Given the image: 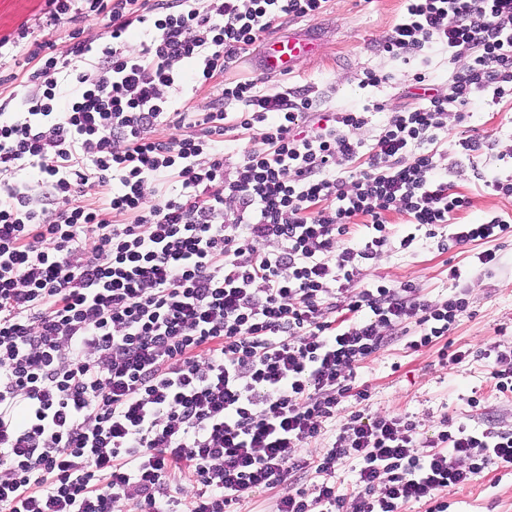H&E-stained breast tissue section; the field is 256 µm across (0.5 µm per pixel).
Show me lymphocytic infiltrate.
<instances>
[{
    "label": "lymphocytic infiltrate",
    "instance_id": "lymphocytic-infiltrate-1",
    "mask_svg": "<svg viewBox=\"0 0 512 512\" xmlns=\"http://www.w3.org/2000/svg\"><path fill=\"white\" fill-rule=\"evenodd\" d=\"M45 2L42 25H109L72 31L65 59L30 41L19 111L0 101V512H234L265 489L273 512H447L445 488L511 469L512 431L427 436L366 415L354 372L389 334L418 351L469 308L365 283L387 214L452 225L455 244L487 242L483 271L498 263L489 244L512 216L456 223L468 201L439 144L449 113L512 101V0H405L383 52L425 65L438 49L454 69L443 89L416 73L415 105L370 146L365 112L315 126L310 92L253 80L225 85L194 131L154 135L180 88L326 0ZM230 104L262 144L231 172ZM349 399L330 448L300 455ZM346 459L359 463L351 490L336 483Z\"/></svg>",
    "mask_w": 512,
    "mask_h": 512
}]
</instances>
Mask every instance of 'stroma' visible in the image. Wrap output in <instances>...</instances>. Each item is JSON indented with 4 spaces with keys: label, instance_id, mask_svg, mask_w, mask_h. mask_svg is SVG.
I'll list each match as a JSON object with an SVG mask.
<instances>
[{
    "label": "stroma",
    "instance_id": "stroma-1",
    "mask_svg": "<svg viewBox=\"0 0 512 512\" xmlns=\"http://www.w3.org/2000/svg\"><path fill=\"white\" fill-rule=\"evenodd\" d=\"M44 9L45 0H0V35L11 38L20 28H29L32 39L53 44L56 55L65 57L75 24L66 18L53 28L39 27ZM403 11V0H327L318 18L281 19L266 33L270 39L302 34L316 42V51L298 62L294 74H262L256 67L260 51L255 48L225 69L223 81L257 80L273 91L308 88L321 115L378 104V111L372 112L370 124L361 132L365 143H372L389 109L412 102L416 66L389 59L379 48ZM34 68L27 43L10 48L0 57V98L22 94L23 83ZM372 70L386 74V82L377 87L364 85L366 72ZM467 135L480 138L485 146L473 161L448 168L449 180L469 200L468 208L459 214L461 221L474 224L493 213L512 214V198L491 194L481 181L482 175L498 168V154L512 150V104L476 109L462 123L449 116L441 135L444 148H453ZM387 220L397 235L373 261L370 276L411 284L422 298L438 304L456 291H465L469 309L452 325L448 339L454 347L466 350L467 356L461 362L444 364L438 347L415 351L404 341H392L355 371L356 384L367 385L371 391L368 411L408 415L430 435L445 421L478 430H512V398L493 390L490 364L479 356L493 341L512 342V237L492 242L499 261L487 274L475 264L479 245L443 250L439 243L448 237L446 228H437L431 238L400 214L390 213ZM410 233L415 236L413 244L401 247L400 237ZM452 266L458 269L459 279L449 278ZM442 497L448 512H512V470L489 466L472 485L448 487Z\"/></svg>",
    "mask_w": 512,
    "mask_h": 512
}]
</instances>
